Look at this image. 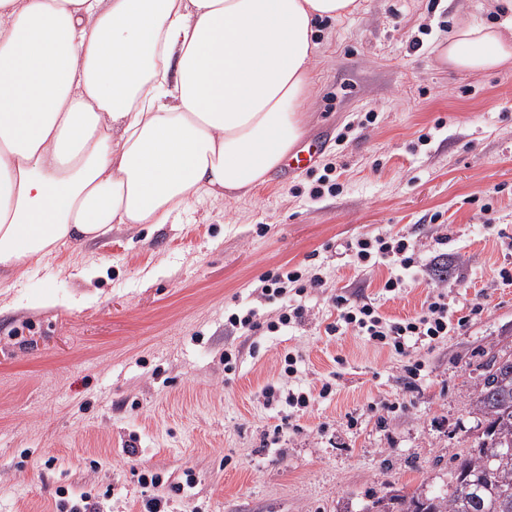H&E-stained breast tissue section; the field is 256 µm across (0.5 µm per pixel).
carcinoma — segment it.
Returning <instances> with one entry per match:
<instances>
[{"instance_id": "cac0c4a2", "label": "carcinoma", "mask_w": 512, "mask_h": 512, "mask_svg": "<svg viewBox=\"0 0 512 512\" xmlns=\"http://www.w3.org/2000/svg\"><path fill=\"white\" fill-rule=\"evenodd\" d=\"M475 411L481 434L448 488L379 497L365 512H512V354L485 365Z\"/></svg>"}]
</instances>
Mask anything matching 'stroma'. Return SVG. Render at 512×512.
<instances>
[{
    "label": "stroma",
    "mask_w": 512,
    "mask_h": 512,
    "mask_svg": "<svg viewBox=\"0 0 512 512\" xmlns=\"http://www.w3.org/2000/svg\"><path fill=\"white\" fill-rule=\"evenodd\" d=\"M466 20L501 18L492 0H358L317 22L306 136L325 143L311 172L196 201L173 224L115 225L0 284V512L84 495L96 512H143L145 471L192 474L173 512H363L447 485L478 432L482 365L512 353V68L440 63ZM328 162L338 192L310 197ZM363 235L414 246L401 290L382 289L390 266L353 264ZM284 264L326 279L302 296L304 321L225 327L231 311L275 313L252 284ZM442 291L462 326L407 355L324 332L335 296L401 319ZM286 382L313 397L285 426L262 392Z\"/></svg>",
    "instance_id": "obj_1"
}]
</instances>
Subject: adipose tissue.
<instances>
[{
    "instance_id": "1",
    "label": "adipose tissue",
    "mask_w": 512,
    "mask_h": 512,
    "mask_svg": "<svg viewBox=\"0 0 512 512\" xmlns=\"http://www.w3.org/2000/svg\"><path fill=\"white\" fill-rule=\"evenodd\" d=\"M498 25L461 23L450 70L512 66ZM356 0H0V281L118 224L244 196L306 131L316 20Z\"/></svg>"
}]
</instances>
